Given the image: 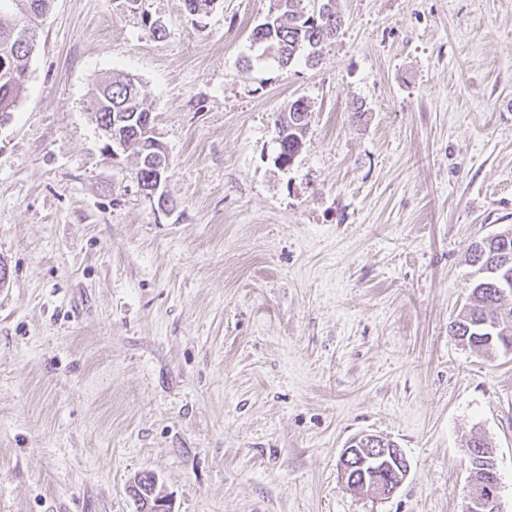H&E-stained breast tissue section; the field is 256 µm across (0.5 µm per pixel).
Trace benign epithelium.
<instances>
[{
  "label": "benign epithelium",
  "instance_id": "obj_1",
  "mask_svg": "<svg viewBox=\"0 0 512 512\" xmlns=\"http://www.w3.org/2000/svg\"><path fill=\"white\" fill-rule=\"evenodd\" d=\"M375 438L351 440L341 453L338 471L341 481L355 495L387 499L402 485L409 463L396 444L378 448ZM153 490L148 499H139L136 483L129 492L138 501L139 512H171L166 495L152 480ZM465 512H503L500 503V478L493 471L483 479L470 476Z\"/></svg>",
  "mask_w": 512,
  "mask_h": 512
}]
</instances>
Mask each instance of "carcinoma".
Wrapping results in <instances>:
<instances>
[{"mask_svg": "<svg viewBox=\"0 0 512 512\" xmlns=\"http://www.w3.org/2000/svg\"><path fill=\"white\" fill-rule=\"evenodd\" d=\"M14 2L0 0V15L9 13L13 17L8 24L0 21V115L3 117L13 112L26 82L29 60L36 46L32 19L45 15L52 0H27L25 12L19 11ZM338 27V19L307 11L301 0H274L263 22L253 28L251 38L253 43L270 52L283 68L289 67L302 51L306 52V62L316 65L320 61L318 47L335 38ZM300 111L306 113L308 107H300L297 100L294 110L288 114ZM92 112L97 120L115 118V130L127 147L135 149L139 159L138 181L151 177L155 161L147 146L150 137L146 136V131L153 119L143 105L134 79L122 73L112 74L109 86L96 87ZM286 115L276 114L274 127L276 136L282 137L279 154L290 162L299 147L302 132L290 128ZM499 251L500 242L495 234L472 244L468 262L474 267L476 278L470 302L449 325L451 335L467 337L470 349L487 355L504 348V344L496 340L488 342V337L497 335L493 324L500 314L506 311L512 314V304H505V297L497 295L500 278L512 274V264L505 270L499 269Z\"/></svg>", "mask_w": 512, "mask_h": 512, "instance_id": "carcinoma-1", "label": "carcinoma"}]
</instances>
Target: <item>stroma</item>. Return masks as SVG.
Masks as SVG:
<instances>
[{"instance_id": "obj_1", "label": "stroma", "mask_w": 512, "mask_h": 512, "mask_svg": "<svg viewBox=\"0 0 512 512\" xmlns=\"http://www.w3.org/2000/svg\"><path fill=\"white\" fill-rule=\"evenodd\" d=\"M333 2L315 68L260 58L271 0L40 19L0 125V512H137L144 472L173 512H463L474 437L512 512V352L448 332L472 243L512 227V0ZM115 71L169 153L167 207L105 149ZM362 434L410 461L387 499L340 479ZM300 101L301 99H298L294 102L295 106L292 111V107L288 111V122L285 121L286 116L285 113H277L274 116V127L277 138H280L283 133H285V136L282 138L281 143L279 144V154L281 157L287 158V161L285 165L287 166L290 164V161H292L294 155V152L296 151V148L299 147V140L303 139L302 131H298L296 129H292L290 125L289 119L292 120L291 114L293 112H296V114H299L298 112H301L300 109ZM288 127V133H286ZM282 166V167H283Z\"/></svg>"}]
</instances>
